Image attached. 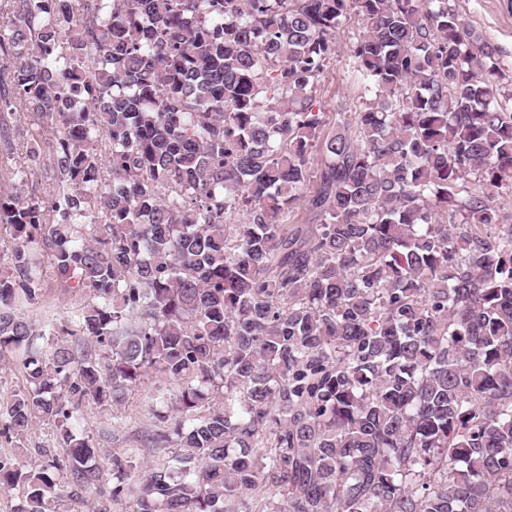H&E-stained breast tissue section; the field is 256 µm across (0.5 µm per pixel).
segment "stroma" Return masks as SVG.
I'll return each mask as SVG.
<instances>
[{"instance_id": "obj_1", "label": "stroma", "mask_w": 512, "mask_h": 512, "mask_svg": "<svg viewBox=\"0 0 512 512\" xmlns=\"http://www.w3.org/2000/svg\"><path fill=\"white\" fill-rule=\"evenodd\" d=\"M456 7L465 21L497 49L504 72L499 87L502 93L512 92V0H458ZM360 28V20L354 16L344 20L336 33L337 56L325 70L316 92L324 111H335L341 102L350 109L359 103L361 91L345 63ZM41 262L45 295L37 305L19 307L18 313L38 324L46 339L62 336L67 344H76V337L65 336L64 331L72 312L84 307L90 297L84 291L63 287L49 256H42ZM163 382V375L154 373L129 391L120 404L89 402L81 406L74 430L92 439L99 450V462L110 465L113 456L135 449L131 477L136 480L148 467L159 463L166 452L178 446L179 440L168 424L153 416L147 407L148 396ZM60 442L54 423L38 419L25 434L0 432V455L11 456L22 448L27 462L39 465L43 459L38 456V449L56 448Z\"/></svg>"}]
</instances>
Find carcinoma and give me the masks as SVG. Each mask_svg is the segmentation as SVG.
<instances>
[{"instance_id":"cac0c4a2","label":"carcinoma","mask_w":512,"mask_h":512,"mask_svg":"<svg viewBox=\"0 0 512 512\" xmlns=\"http://www.w3.org/2000/svg\"><path fill=\"white\" fill-rule=\"evenodd\" d=\"M0 160L34 117L46 205L0 195V356L26 391L5 430L64 447L0 460L49 512L101 493L73 421L155 371L180 446L110 503L135 512H512V106L456 0H0ZM363 97L338 132L315 88L350 14ZM356 126L355 134L347 132ZM54 130L43 137L44 126ZM321 152L323 165L311 172ZM316 178L313 195L304 189ZM317 220L290 224L298 202ZM91 296L43 342L36 253ZM2 426L0 424V455L13 456L17 448H26V456L23 461H27L34 465H40L46 462L38 456L34 448H60L61 437L59 430L53 422L47 420L36 419L30 430L22 435L14 433H1Z\"/></svg>"}]
</instances>
